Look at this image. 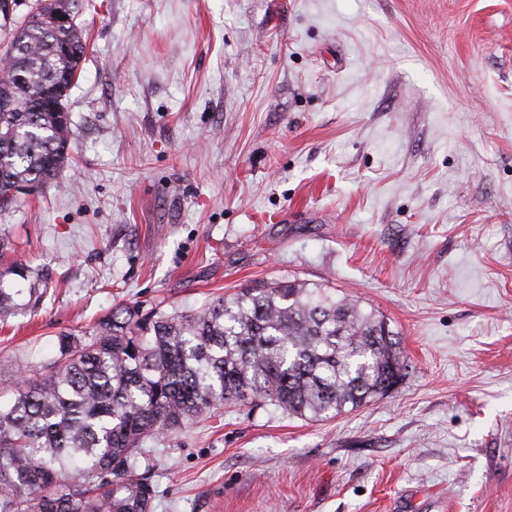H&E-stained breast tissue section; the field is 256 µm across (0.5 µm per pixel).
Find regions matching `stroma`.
I'll use <instances>...</instances> for the list:
<instances>
[{"instance_id":"obj_1","label":"stroma","mask_w":512,"mask_h":512,"mask_svg":"<svg viewBox=\"0 0 512 512\" xmlns=\"http://www.w3.org/2000/svg\"><path fill=\"white\" fill-rule=\"evenodd\" d=\"M57 186L0 211V383L118 307L335 288L404 354L323 420L225 405L147 439L154 512H512V0H94ZM49 283L42 272L25 264L0 272V323L42 305Z\"/></svg>"}]
</instances>
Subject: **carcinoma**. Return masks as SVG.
I'll return each mask as SVG.
<instances>
[{"label":"carcinoma","instance_id":"obj_1","mask_svg":"<svg viewBox=\"0 0 512 512\" xmlns=\"http://www.w3.org/2000/svg\"><path fill=\"white\" fill-rule=\"evenodd\" d=\"M77 0H37L0 41V210L57 185L70 159L65 100L82 72ZM70 22L59 24V13ZM49 283L25 264L0 272V323L42 305ZM0 400V512H153L136 473L145 439L226 402L334 417L403 380V353L375 310L286 280L243 288L191 314L112 312L61 334L43 374Z\"/></svg>","mask_w":512,"mask_h":512}]
</instances>
